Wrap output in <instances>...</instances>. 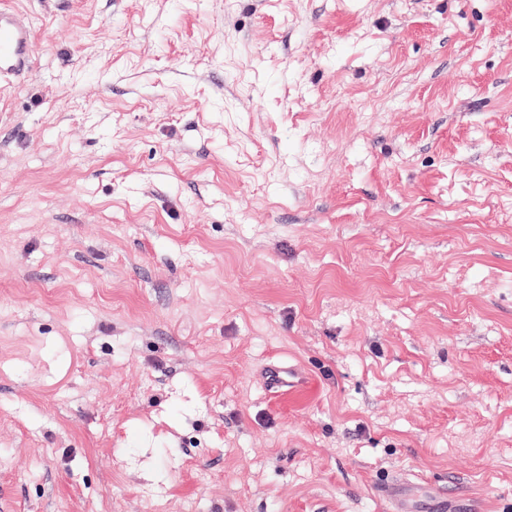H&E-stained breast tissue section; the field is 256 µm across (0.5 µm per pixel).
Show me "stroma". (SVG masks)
<instances>
[{"label": "stroma", "mask_w": 512, "mask_h": 512, "mask_svg": "<svg viewBox=\"0 0 512 512\" xmlns=\"http://www.w3.org/2000/svg\"><path fill=\"white\" fill-rule=\"evenodd\" d=\"M5 2L0 512H512V0ZM31 46L32 32L25 19L0 6V82L28 69ZM265 382L270 390H291L299 385V374L296 370L286 368L280 363H270L265 367ZM422 493L429 496L427 510L418 511L417 504ZM385 498L394 508V512H446L448 510V498L434 497L425 485L416 484L412 486L406 482L393 483L384 490Z\"/></svg>", "instance_id": "obj_1"}]
</instances>
